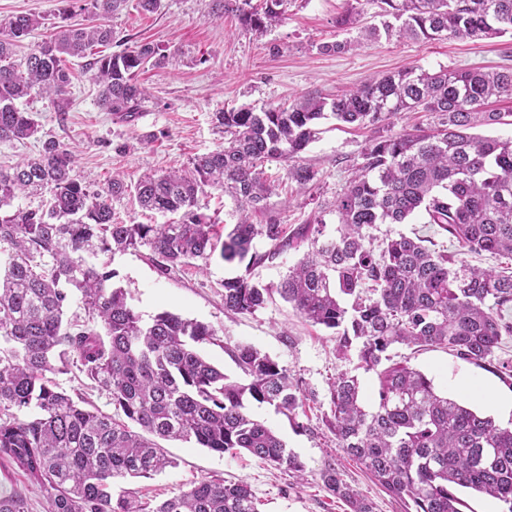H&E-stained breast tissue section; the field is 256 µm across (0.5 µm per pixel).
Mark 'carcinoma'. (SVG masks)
<instances>
[{
  "label": "carcinoma",
  "instance_id": "cac0c4a2",
  "mask_svg": "<svg viewBox=\"0 0 512 512\" xmlns=\"http://www.w3.org/2000/svg\"><path fill=\"white\" fill-rule=\"evenodd\" d=\"M125 2L90 0L103 16L117 14ZM378 3L381 25L364 27L355 42L323 43L320 52L342 54L383 35L512 36V0ZM211 4L213 14L231 12L244 29L259 33L284 17V0ZM42 25L30 13L0 22V142L38 133L17 106L24 97L47 95L65 110L74 57H92L100 107L134 117L147 96L138 74L148 64L162 65L159 46L141 42L104 54L95 48L112 42L110 26L57 25L25 62L14 63V43ZM493 97H512V68L430 73L406 67L336 97L309 94L287 107L217 112L224 146L181 172L146 174L132 188L114 176L105 189L89 191L73 174V151L54 140L37 157L0 167V456L40 487L47 512H260L244 480L203 479L154 507L114 494L115 478H147L173 466L160 440L222 455L245 452L305 480V463L248 413L252 403L268 404L296 428H307L298 420L300 388L288 369L240 344L226 349L239 371L229 376L196 348L217 336L212 326L167 311L143 320L113 285L116 272L91 261L99 251L146 246L163 274L215 256L245 264V273L224 280V311L253 313L276 292L305 321L335 331L339 356L357 353L360 366L377 377L371 406L358 377L341 372L328 384L326 426L336 446L407 512H463L458 489L512 512V428L438 394L431 378L391 355L397 345L446 348L512 379V361L495 355L512 336V266L480 268L462 258L489 253L512 260V138L469 133L500 123L501 113L486 110ZM403 112L421 113L426 123L391 132ZM328 118L375 133L336 200L291 231L273 215L252 223L248 211L267 210L274 193L267 165L286 164L288 179L301 189L317 182L304 153L318 121ZM208 188L222 189L242 210L222 236L201 212L199 198ZM42 190L50 194L47 208L10 209L19 193ZM130 190L142 209L176 219L116 221L112 198ZM417 213L459 250L403 234L367 245L375 225L403 224ZM328 215L333 235L325 233ZM258 237L271 248L255 250ZM304 243L307 250L279 288L252 280L254 267ZM75 296L87 314L83 322L65 318ZM74 366L105 391L115 414L84 409L61 387L55 375ZM320 479L349 512H373L334 464L321 469ZM0 512H29L26 496L0 495Z\"/></svg>",
  "mask_w": 512,
  "mask_h": 512
}]
</instances>
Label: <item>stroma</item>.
Masks as SVG:
<instances>
[{
	"instance_id": "35a3bbf8",
	"label": "stroma",
	"mask_w": 512,
	"mask_h": 512,
	"mask_svg": "<svg viewBox=\"0 0 512 512\" xmlns=\"http://www.w3.org/2000/svg\"><path fill=\"white\" fill-rule=\"evenodd\" d=\"M62 7L61 0H0V21L20 13H35L44 19L42 27L21 39L17 57L41 44L51 24L59 22ZM345 7L346 0H286L283 21L255 34L244 31L235 15H212L210 0H160L152 13L141 10L138 0H128L108 20L117 44L131 47L149 41L158 44L166 56L163 65L145 68L139 75L147 97L135 119L119 122L102 110L99 88L84 74L85 59L72 58L69 66L74 78L68 88L67 110L57 111L49 100L38 96L20 100L19 108L31 112L39 132L22 142L0 143V166L38 156L43 142L53 139L77 153L75 173L90 189L102 190L115 174L132 185L146 173L187 169L194 157L223 146L224 136L213 117L231 107L286 105L310 93L336 95L372 76L411 66L429 72L512 68L510 36L429 42L383 39L343 54L320 53L322 43L357 37V29L336 26ZM319 128L305 153L318 171L314 187L297 191L283 167L269 169L279 186L268 207L281 223H306L318 204L333 202L346 184L349 166L359 160L371 135L370 130L341 127L332 119L321 121ZM94 261L98 267L115 271L114 285L124 289L143 319L169 311L213 326L216 341L199 344L198 349L225 373H237L228 348L249 344L286 367L303 396L298 410L306 425L302 431L272 406L254 403L249 410L274 428L305 463L304 483H295L287 474L246 454L219 455L190 443L168 441L164 448L175 467L149 478L119 481V488L158 503L203 479H242L260 500V512H345V504L327 493L319 477L324 464L332 462L343 470L349 484L374 503L375 512H404L400 502L337 448L324 424L329 411L328 383L338 372L356 374L366 393H373L377 385L375 375L359 368L357 358L338 359L333 331L308 324L276 294L255 313H225L224 281L241 269L218 258L204 268L186 267L167 275L158 272L145 247L116 255L100 252ZM399 352L409 357L412 367L432 378L439 391L494 417L501 426L512 425V419L496 414L492 405L460 384L467 378L510 395L512 381L442 348L416 353L403 346Z\"/></svg>"
}]
</instances>
